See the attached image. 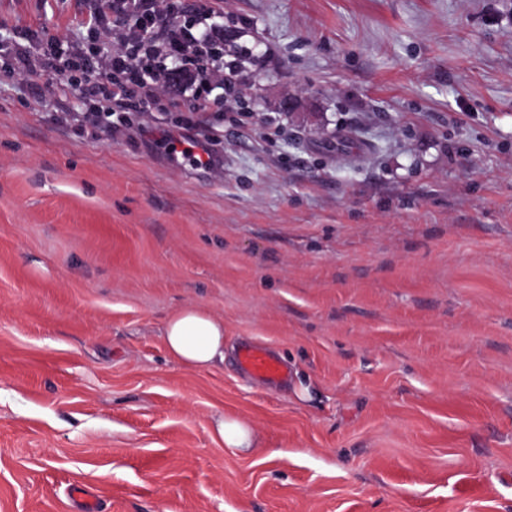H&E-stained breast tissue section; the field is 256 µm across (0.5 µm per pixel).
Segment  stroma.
<instances>
[{
	"instance_id": "stroma-1",
	"label": "stroma",
	"mask_w": 512,
	"mask_h": 512,
	"mask_svg": "<svg viewBox=\"0 0 512 512\" xmlns=\"http://www.w3.org/2000/svg\"><path fill=\"white\" fill-rule=\"evenodd\" d=\"M171 2L240 53L209 167L177 85L109 138L52 93L90 0H0V512H512V0ZM162 146L165 150L172 155H176V143H187L192 147L198 148L201 150V154H196L194 156L193 162L197 165H202L209 167L214 162V155L212 153L211 148H209L205 143H203L199 138L193 136L192 134H181L179 136H173L170 132H165L161 136ZM163 336L171 358L188 369H205L224 362V321L207 309L184 306L166 319ZM239 362L244 370L272 383L279 382L287 373L283 362L270 349L260 345L245 346ZM215 432L225 448L234 452H244L257 445L254 427L243 417L224 416L218 421Z\"/></svg>"
}]
</instances>
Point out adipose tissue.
<instances>
[{"mask_svg":"<svg viewBox=\"0 0 512 512\" xmlns=\"http://www.w3.org/2000/svg\"><path fill=\"white\" fill-rule=\"evenodd\" d=\"M163 336L169 355L182 367L205 369L224 359V322L203 307L188 305L171 313Z\"/></svg>","mask_w":512,"mask_h":512,"instance_id":"obj_1","label":"adipose tissue"}]
</instances>
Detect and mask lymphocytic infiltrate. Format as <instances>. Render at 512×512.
I'll list each match as a JSON object with an SVG mask.
<instances>
[{"label":"lymphocytic infiltrate","mask_w":512,"mask_h":512,"mask_svg":"<svg viewBox=\"0 0 512 512\" xmlns=\"http://www.w3.org/2000/svg\"><path fill=\"white\" fill-rule=\"evenodd\" d=\"M167 0H93L84 23L89 33L101 42L104 61L83 93L89 99L112 102L110 110L99 113L96 126L100 135L111 136L123 121L116 118V107L137 99L143 111L154 104V84L163 75V61H177L181 82L191 97L189 114L184 120L185 134L164 133L162 145L175 153L177 143L198 148L195 164L211 166L214 155L203 145L200 133L207 131L206 112L223 106L224 94L234 93L240 82L238 67L225 63L212 49L208 32L209 12H202L193 23L164 25L169 9ZM212 97H205V90Z\"/></svg>","instance_id":"obj_1"}]
</instances>
